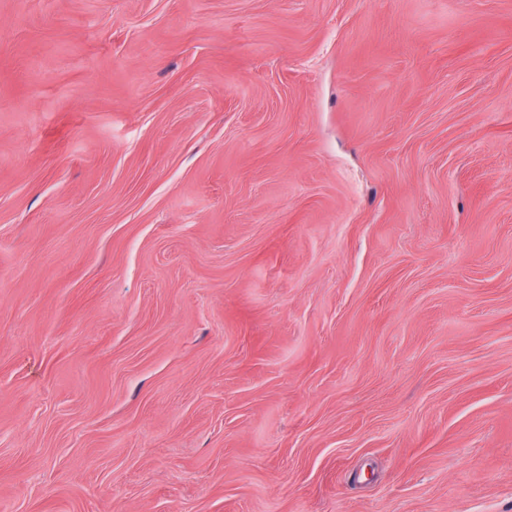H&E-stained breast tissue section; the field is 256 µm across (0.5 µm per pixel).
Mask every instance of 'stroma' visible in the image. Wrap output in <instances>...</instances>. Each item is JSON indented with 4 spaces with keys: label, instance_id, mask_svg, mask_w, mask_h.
<instances>
[{
    "label": "stroma",
    "instance_id": "stroma-1",
    "mask_svg": "<svg viewBox=\"0 0 512 512\" xmlns=\"http://www.w3.org/2000/svg\"><path fill=\"white\" fill-rule=\"evenodd\" d=\"M0 512H512V0H0Z\"/></svg>",
    "mask_w": 512,
    "mask_h": 512
}]
</instances>
